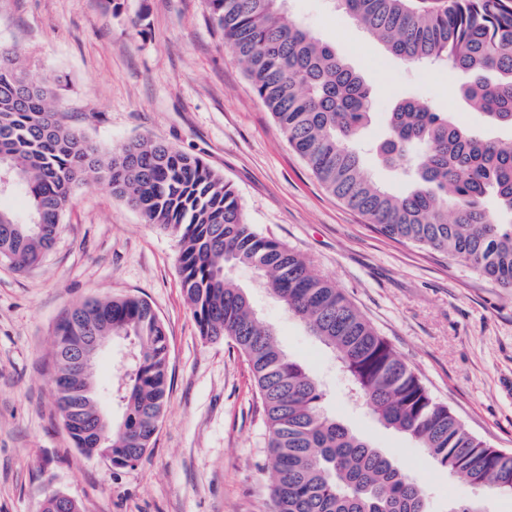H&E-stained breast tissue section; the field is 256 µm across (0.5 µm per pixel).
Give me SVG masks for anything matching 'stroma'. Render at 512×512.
<instances>
[{
    "label": "stroma",
    "instance_id": "35a3bbf8",
    "mask_svg": "<svg viewBox=\"0 0 512 512\" xmlns=\"http://www.w3.org/2000/svg\"><path fill=\"white\" fill-rule=\"evenodd\" d=\"M0 0V46L27 70L67 85L64 120L109 148L138 137L202 157L229 181L248 223L303 255L467 430L512 453V293L462 263L378 233L328 194L288 144L210 20L208 0ZM286 19L329 41L372 92L367 144L388 133L405 97L490 136L465 105L464 77L389 55L333 0H288ZM179 247L143 223L109 187H76L44 261L0 262V512H39L50 493L82 512H271L267 427L250 367L226 339L203 338L181 288ZM233 276L284 352L319 382L323 411L384 449L430 494L433 512L477 501L512 512V499L449 475L403 434L352 400L334 353L288 313L247 267ZM139 296L169 339L168 400L151 447L113 468L74 448L55 407L56 327L87 298Z\"/></svg>",
    "mask_w": 512,
    "mask_h": 512
}]
</instances>
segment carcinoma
<instances>
[{
    "label": "carcinoma",
    "instance_id": "1",
    "mask_svg": "<svg viewBox=\"0 0 512 512\" xmlns=\"http://www.w3.org/2000/svg\"><path fill=\"white\" fill-rule=\"evenodd\" d=\"M288 0H209L211 18L243 62L257 96L322 187L382 235L458 261L512 290V139L478 134L424 102L403 98L388 114L377 154L411 174L393 193L366 170L356 146L372 111L369 88L331 44L298 21ZM390 54L409 65L445 64L465 76L459 93L487 123L512 128V0H337ZM60 77L32 74L0 47V171L28 198L23 220L0 209V258L17 270L53 247L74 188L89 180L177 238L181 285L200 335L231 339L263 404L273 512H430L423 485L381 449L321 408L317 381L279 347L248 295L229 276L247 266L289 313L337 356L355 396L377 421L409 437L438 466L512 496V454L472 436L332 281L245 219L233 186L204 161L158 139L104 152L62 119ZM97 330L133 339L137 362L118 394L125 409L97 455L126 468L141 460L169 392L168 336L138 297L80 302ZM96 393L85 431L100 424Z\"/></svg>",
    "mask_w": 512,
    "mask_h": 512
}]
</instances>
